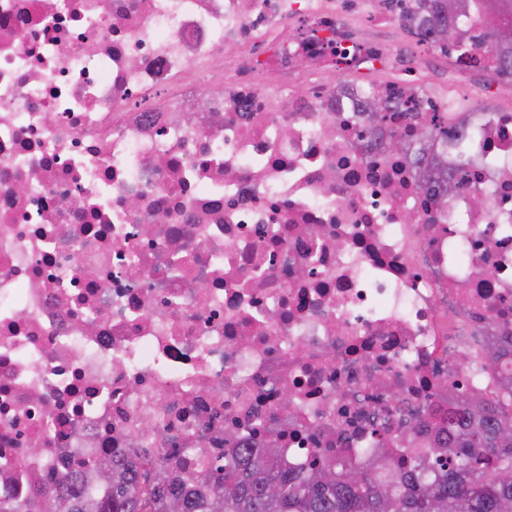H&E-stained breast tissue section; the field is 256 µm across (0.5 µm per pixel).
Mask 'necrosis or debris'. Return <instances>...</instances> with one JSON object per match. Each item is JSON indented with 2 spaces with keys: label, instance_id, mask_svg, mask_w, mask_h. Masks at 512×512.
I'll return each mask as SVG.
<instances>
[{
  "label": "necrosis or debris",
  "instance_id": "obj_1",
  "mask_svg": "<svg viewBox=\"0 0 512 512\" xmlns=\"http://www.w3.org/2000/svg\"><path fill=\"white\" fill-rule=\"evenodd\" d=\"M357 9L402 23L385 0H0V503L109 453L162 480L228 448L428 461L458 392L505 395L512 359L482 354L512 334V108L377 47L379 93L441 116L419 165L350 72L274 65Z\"/></svg>",
  "mask_w": 512,
  "mask_h": 512
}]
</instances>
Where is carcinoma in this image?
<instances>
[{
    "label": "carcinoma",
    "instance_id": "obj_1",
    "mask_svg": "<svg viewBox=\"0 0 512 512\" xmlns=\"http://www.w3.org/2000/svg\"><path fill=\"white\" fill-rule=\"evenodd\" d=\"M411 2L404 14L409 34L444 51L467 47L462 37L448 43L439 33L443 28L460 33L474 0ZM486 2L492 56L484 68L512 82V36L497 40L494 33L499 16L512 14V0ZM302 53L314 66L340 71L360 68L375 49L359 42L324 48L314 29L308 28L275 63L286 68ZM391 104L403 112L418 111L413 99L401 95L393 102L373 97L367 107L382 111ZM468 398L470 403L463 408L455 402L448 407V441L434 449L435 464L430 468L414 460L400 465L379 461L373 464L383 474L378 479L366 470L323 461L298 476L280 467L271 448L261 454L229 448L224 460L198 469L175 487H164L156 482L158 460L133 465L111 454L109 468L99 462L92 471L41 486L33 506L42 509L56 501L60 512H169V503L176 500L181 512H512V396L488 416L483 415L480 397ZM101 482L109 486L107 496L87 492Z\"/></svg>",
    "mask_w": 512,
    "mask_h": 512
}]
</instances>
